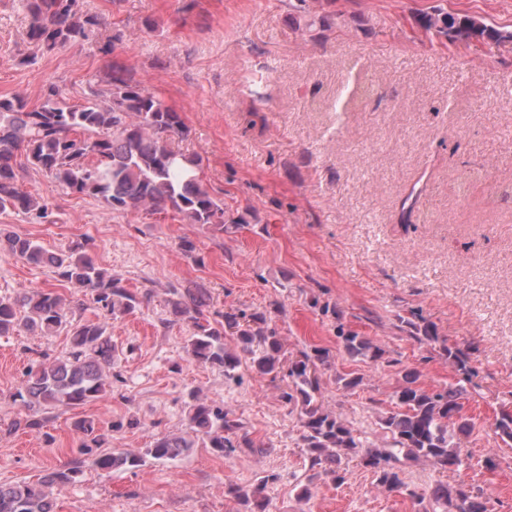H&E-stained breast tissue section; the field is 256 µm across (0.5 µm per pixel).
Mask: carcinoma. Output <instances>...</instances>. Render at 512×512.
Listing matches in <instances>:
<instances>
[{
	"label": "carcinoma",
	"mask_w": 512,
	"mask_h": 512,
	"mask_svg": "<svg viewBox=\"0 0 512 512\" xmlns=\"http://www.w3.org/2000/svg\"><path fill=\"white\" fill-rule=\"evenodd\" d=\"M22 7L29 17L27 40L35 49L25 62L60 47L94 42L106 58L111 88L103 101L97 85H89L81 104L70 103L57 86L48 87L34 107L19 97L0 98V210L16 211L32 224L50 222L49 207L20 188L22 174L31 168L52 177L71 193L102 199L116 211L162 218L171 215L188 224L224 232V203L203 181L204 157L175 147V142L187 139L190 133L181 114L112 58L114 40H98L97 17L82 11L78 0H22ZM419 23L424 30L451 42H459L472 32L495 42L512 39V32L489 26L475 16L452 14L441 6L422 13ZM21 152L23 163L17 162ZM90 244L85 238L66 251L50 253L33 240L0 228V251L48 267L57 281L91 295L96 308L112 319L134 312L140 304L137 294L120 276L94 263L88 253ZM168 293L172 315L191 325L185 351L193 362L218 366L230 378L245 360L257 373L274 379L281 368L288 367V389L282 391L281 398L299 409L309 469H322L341 484L346 473L336 468L338 458L355 456L374 472L378 487L405 492L419 505L427 499L437 505L433 511L424 507L421 512H486L482 493L469 485L440 483L426 497L408 489L401 477L405 460L458 469L464 462L461 440L473 428L462 414L467 385L477 377L471 353L440 341L435 326L423 316L413 313L401 318V323L411 339L438 350L453 365L457 382L428 390L420 382V371L406 373L394 391L395 409L381 419L389 441L379 446L323 405L321 381L323 370L330 365L329 349L314 347L295 357L288 355L284 338L266 314L214 311L211 291L203 283H172ZM23 329L46 335L65 330L71 350L23 374L10 399L26 407L29 414L13 421L8 431L40 430L51 410L97 401L111 390L112 378L119 377L112 373L118 355L108 323L71 318L65 299L57 292L37 288L20 296L0 295V335ZM336 331L345 353L352 358L376 361L386 353L381 342L346 331L341 323ZM227 336L234 337L240 352L226 349ZM191 399V435H161L142 455L104 450L105 435L99 432L98 423L87 417L74 419L71 427L79 437L78 452L83 459L50 469L35 482L0 484V512H55L49 488L80 482L86 466L106 474L117 469L134 470L147 456L173 460L197 443L219 453L254 449L231 410L194 394ZM494 432L504 443L512 442V412L501 411ZM270 480V476L263 477L251 490L231 487L228 494L250 504V512H267L264 490Z\"/></svg>",
	"instance_id": "obj_1"
}]
</instances>
